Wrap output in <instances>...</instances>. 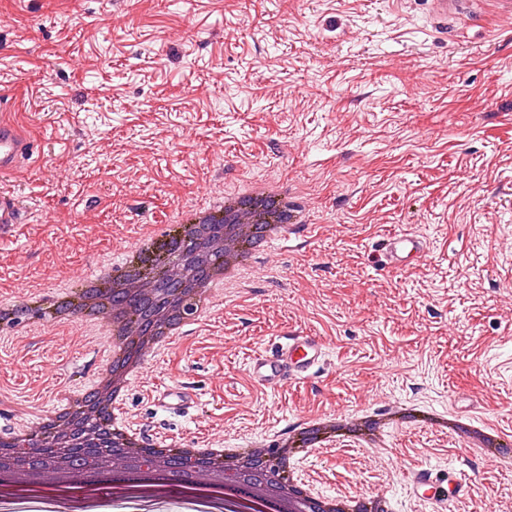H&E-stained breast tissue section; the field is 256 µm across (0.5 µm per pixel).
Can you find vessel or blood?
<instances>
[{"label": "vessel or blood", "mask_w": 512, "mask_h": 512, "mask_svg": "<svg viewBox=\"0 0 512 512\" xmlns=\"http://www.w3.org/2000/svg\"><path fill=\"white\" fill-rule=\"evenodd\" d=\"M32 151V143L14 122L0 116V174L21 169ZM383 254L389 266L406 269L426 254L423 239L413 233H395L383 241ZM326 359L324 344L317 336L295 332L272 354L250 358L248 375L252 384L263 390H275L284 384L300 382L313 375ZM156 404L176 412L196 406L194 394L176 387L155 391ZM414 498L427 504L429 512H448L451 505L469 497V483L458 469L438 474L433 468L421 466L406 475Z\"/></svg>", "instance_id": "1"}]
</instances>
